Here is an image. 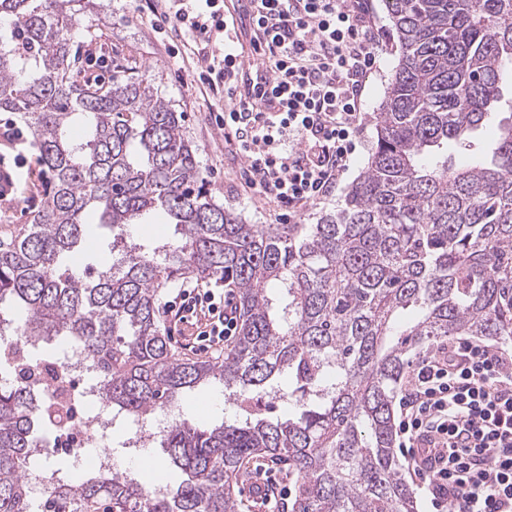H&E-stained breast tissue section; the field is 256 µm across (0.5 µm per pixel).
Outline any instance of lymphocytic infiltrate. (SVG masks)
I'll return each mask as SVG.
<instances>
[{"label":"lymphocytic infiltrate","mask_w":512,"mask_h":512,"mask_svg":"<svg viewBox=\"0 0 512 512\" xmlns=\"http://www.w3.org/2000/svg\"><path fill=\"white\" fill-rule=\"evenodd\" d=\"M157 32L197 46L190 69L212 97L207 115L240 158L242 187L296 218L333 195L363 129L366 80L380 31L369 0H260L250 18L269 100L239 89V23L224 0H145ZM231 292L180 289L173 323L203 319L201 341L223 348L237 327ZM398 448L435 512H512V353L457 340L412 364L400 400Z\"/></svg>","instance_id":"1"}]
</instances>
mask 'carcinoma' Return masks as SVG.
<instances>
[{"label":"carcinoma","instance_id":"carcinoma-1","mask_svg":"<svg viewBox=\"0 0 512 512\" xmlns=\"http://www.w3.org/2000/svg\"><path fill=\"white\" fill-rule=\"evenodd\" d=\"M79 4L0 0V111L28 126L50 176L29 224L0 240V512H240L234 486L258 456L288 465L291 512H417L394 452L408 355L448 336L512 338V0H386L399 56L375 145L315 224H247L217 203L183 113L136 60L112 59L106 81L74 67L76 35L96 27ZM495 118L493 146L475 148ZM91 213L112 264L80 276ZM158 213L178 238H124ZM186 279L237 289L221 358L171 351L159 305ZM61 338L93 367L88 403L114 416L211 383L241 407L264 394L295 413L178 420L160 436L175 474L164 492L63 466L37 506L25 471L68 425L23 376L59 359Z\"/></svg>","mask_w":512,"mask_h":512}]
</instances>
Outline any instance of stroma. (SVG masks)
Listing matches in <instances>:
<instances>
[{
  "mask_svg": "<svg viewBox=\"0 0 512 512\" xmlns=\"http://www.w3.org/2000/svg\"><path fill=\"white\" fill-rule=\"evenodd\" d=\"M375 19L382 33L383 47L378 68L366 82L362 110L363 133L356 144L350 167L343 175L335 194L329 201L310 209L305 223H314L322 213L334 211L360 174L364 171L375 140V117L386 87L397 63V40L393 33L385 0H373ZM99 35L75 42L76 68L109 78L113 58L134 56L153 79L159 95L170 101L177 111L183 112L185 130L196 149L197 159L208 187L216 200L225 208L238 213L249 224H278L282 217L275 206L258 201L242 191L239 178V160L224 152L220 134L213 131L205 120L209 100L190 84V78L177 58L179 41L160 36L146 19L141 18L134 0H102L97 11ZM31 134H24L22 141L9 144L0 140V157L9 162L17 175L14 194L20 202L13 209L0 211V239L10 235L27 223L31 213L40 205L46 176L39 165L31 145ZM239 409L224 399V389L212 385L187 396L179 406L160 408L154 413L156 421L170 423L185 419L198 424H212L239 417ZM130 436L126 422H117L107 440L115 448L112 458L115 470L135 471V462L143 455L162 459L158 445L149 443L144 448H129L125 442Z\"/></svg>",
  "mask_w": 512,
  "mask_h": 512,
  "instance_id": "stroma-1",
  "label": "stroma"
}]
</instances>
